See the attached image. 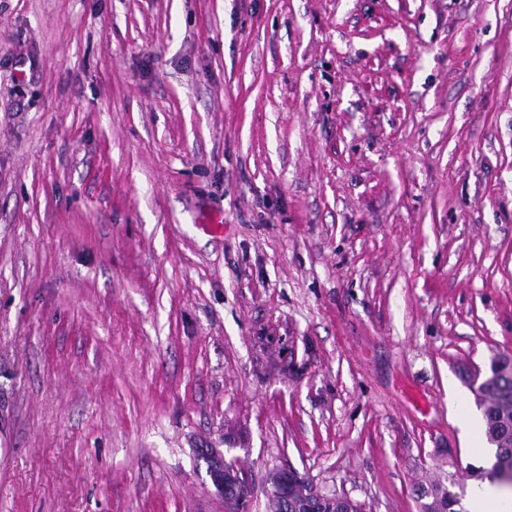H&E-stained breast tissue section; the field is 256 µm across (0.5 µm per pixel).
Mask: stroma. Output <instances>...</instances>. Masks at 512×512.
Wrapping results in <instances>:
<instances>
[{"instance_id": "1", "label": "stroma", "mask_w": 512, "mask_h": 512, "mask_svg": "<svg viewBox=\"0 0 512 512\" xmlns=\"http://www.w3.org/2000/svg\"><path fill=\"white\" fill-rule=\"evenodd\" d=\"M501 354L512 0H0V512H422ZM213 484L223 493L230 485L233 493H224V509L226 512H248L249 505L255 495V486L245 473L238 471V468L224 461L223 473L209 474ZM307 486L309 488V506L308 512H323L319 511V507L322 504L324 497H331L332 499L338 498V500L346 505V509L344 512H354L355 510V501L346 493H337L332 492V496L318 490L316 487L310 486L307 482L302 481L294 472L290 470H285V473L281 480L271 488L265 489V494L267 497L273 502V504L277 505L281 509L284 508L285 502H288L286 512H306L305 503L299 498L294 496L293 494H288V489L293 488L297 489L298 487Z\"/></svg>"}]
</instances>
